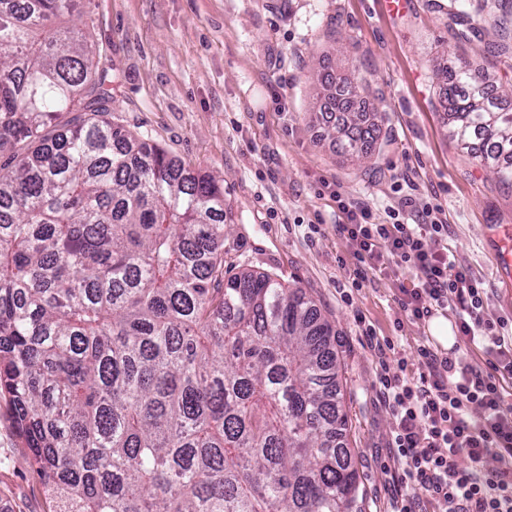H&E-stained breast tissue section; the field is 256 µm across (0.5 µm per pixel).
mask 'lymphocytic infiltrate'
<instances>
[{
  "instance_id": "lymphocytic-infiltrate-1",
  "label": "lymphocytic infiltrate",
  "mask_w": 512,
  "mask_h": 512,
  "mask_svg": "<svg viewBox=\"0 0 512 512\" xmlns=\"http://www.w3.org/2000/svg\"><path fill=\"white\" fill-rule=\"evenodd\" d=\"M336 204L343 216L337 230L359 265L352 289L361 288L366 267L416 272L417 286L397 299L401 316L420 322L452 313L459 337L483 355L478 364L459 349L423 344L417 379L402 377L403 357L397 371L381 368L379 394L392 420L391 480L407 489L399 512H512V403L504 394L512 337L499 334L505 321L488 313L483 282L443 245L448 226L440 208L419 212L411 224L396 209L382 217L343 196Z\"/></svg>"
}]
</instances>
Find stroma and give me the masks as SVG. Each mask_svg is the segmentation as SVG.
Instances as JSON below:
<instances>
[{"label":"stroma","mask_w":512,"mask_h":512,"mask_svg":"<svg viewBox=\"0 0 512 512\" xmlns=\"http://www.w3.org/2000/svg\"><path fill=\"white\" fill-rule=\"evenodd\" d=\"M81 21L99 68L112 80L113 123L147 138L224 186L234 229L227 263L276 276L311 297L336 330L342 357L344 440L367 492L366 512H393L400 493L386 472L391 420L377 384L379 356L354 320L409 353L427 325L396 327L400 289L417 284L368 276L344 301L355 268L336 230L339 191L377 214L407 194L416 209L441 207L443 237L457 263L481 279L491 313L512 317V280L494 259L512 227V186L470 158L449 133L437 66L487 72L512 94V58L488 56L448 0H81ZM363 80L371 111L385 113L389 141L353 161L311 117L324 65ZM26 459L8 394L0 393V512H53Z\"/></svg>","instance_id":"obj_1"}]
</instances>
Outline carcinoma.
<instances>
[{
  "mask_svg": "<svg viewBox=\"0 0 512 512\" xmlns=\"http://www.w3.org/2000/svg\"><path fill=\"white\" fill-rule=\"evenodd\" d=\"M78 0H0V392L55 512H365L335 331L299 288L224 269V188L104 119ZM472 0H454L470 26ZM492 56L512 52V0ZM451 135L512 185V107L438 72ZM327 135L367 158L364 86L321 76Z\"/></svg>",
  "mask_w": 512,
  "mask_h": 512,
  "instance_id": "cac0c4a2",
  "label": "carcinoma"
}]
</instances>
